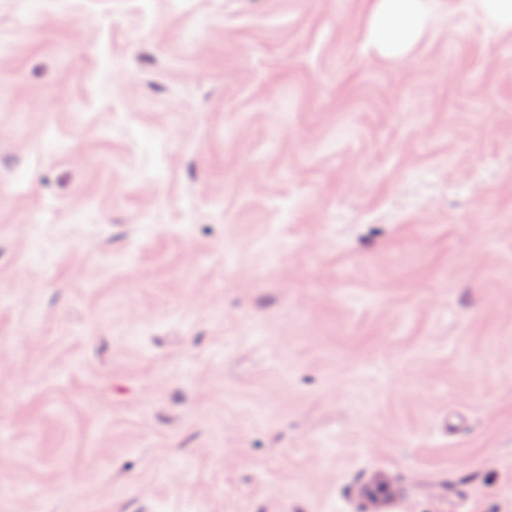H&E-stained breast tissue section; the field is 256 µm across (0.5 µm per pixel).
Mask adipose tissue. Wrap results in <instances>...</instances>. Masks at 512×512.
<instances>
[{
  "label": "adipose tissue",
  "mask_w": 512,
  "mask_h": 512,
  "mask_svg": "<svg viewBox=\"0 0 512 512\" xmlns=\"http://www.w3.org/2000/svg\"><path fill=\"white\" fill-rule=\"evenodd\" d=\"M431 0H377L368 37L385 57L405 55L422 35L429 20Z\"/></svg>",
  "instance_id": "ef3b65f1"
}]
</instances>
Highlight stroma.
Returning <instances> with one entry per match:
<instances>
[{
  "mask_svg": "<svg viewBox=\"0 0 512 512\" xmlns=\"http://www.w3.org/2000/svg\"><path fill=\"white\" fill-rule=\"evenodd\" d=\"M370 8L0 0V512H512V34ZM368 37L384 57L405 55L422 35L431 0H375Z\"/></svg>",
  "mask_w": 512,
  "mask_h": 512,
  "instance_id": "obj_1",
  "label": "stroma"
}]
</instances>
